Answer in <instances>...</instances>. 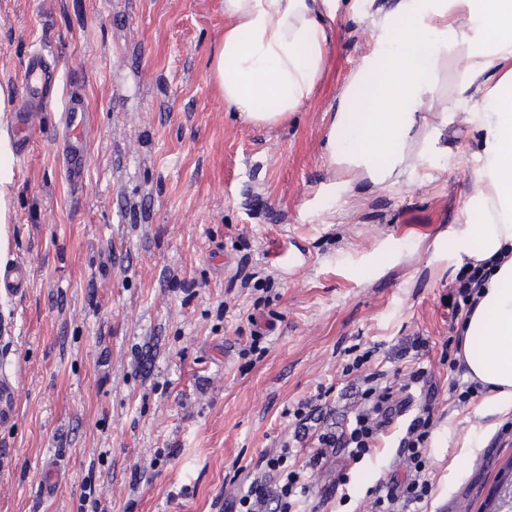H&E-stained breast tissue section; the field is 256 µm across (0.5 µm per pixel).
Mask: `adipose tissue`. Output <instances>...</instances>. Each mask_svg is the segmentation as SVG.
Masks as SVG:
<instances>
[{"label":"adipose tissue","instance_id":"ef3b65f1","mask_svg":"<svg viewBox=\"0 0 512 512\" xmlns=\"http://www.w3.org/2000/svg\"><path fill=\"white\" fill-rule=\"evenodd\" d=\"M316 2L224 0L233 24L213 48L209 68L234 117L275 126L310 97L330 41ZM461 14L471 17L469 29L456 26ZM461 43L468 47L467 73L484 76L488 85L482 102L473 105L468 84L459 82L455 100L469 105V120L484 136L478 177L485 190L469 202L481 223L465 225L453 244L463 251L478 241L482 257L489 258L512 245V69L502 73L496 66L512 57V0H398L353 74L351 90L337 101L327 150L331 163L376 183L391 182L405 165L418 130L439 150L448 113L437 112L428 122L420 107L441 95L448 53ZM366 82L369 107L359 114L352 89ZM14 163V147L0 128V259L7 250ZM463 327L466 375L491 390L488 414L512 413V259L490 277Z\"/></svg>","mask_w":512,"mask_h":512}]
</instances>
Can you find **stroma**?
I'll use <instances>...</instances> for the list:
<instances>
[{
    "instance_id": "stroma-1",
    "label": "stroma",
    "mask_w": 512,
    "mask_h": 512,
    "mask_svg": "<svg viewBox=\"0 0 512 512\" xmlns=\"http://www.w3.org/2000/svg\"><path fill=\"white\" fill-rule=\"evenodd\" d=\"M396 2L322 11L331 42L311 97L257 128L209 78L224 0H0V87L17 90L38 49L58 69L15 163L7 257L28 264L32 286L0 297V377L19 407L0 429V512H222L225 474L278 446L297 401L342 389L357 343L430 337L424 363L447 389L439 345L467 260L448 243L476 221L482 133L466 109L449 113L444 153L415 142L392 186L330 164L326 149L336 100ZM71 90L90 108L76 185L53 137ZM261 268L266 293L245 285ZM255 328L258 361L240 355ZM488 396L439 422L428 512H479L498 487L512 414L489 431ZM54 458L48 497L40 468ZM394 458L388 435L360 464L334 459L311 475L306 512H353ZM344 471L347 505L333 492Z\"/></svg>"
}]
</instances>
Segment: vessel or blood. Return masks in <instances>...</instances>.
<instances>
[{"mask_svg": "<svg viewBox=\"0 0 512 512\" xmlns=\"http://www.w3.org/2000/svg\"><path fill=\"white\" fill-rule=\"evenodd\" d=\"M44 52L33 51L26 62L24 80L17 90L14 111L10 118L11 136L19 157H26L39 113L47 100L44 88L55 80ZM87 101L77 95L64 96L58 107L55 138L61 145L62 162L71 182L82 180L88 167L89 142L85 135ZM31 286L27 264L18 261L0 262V296L15 298L26 294ZM17 410L14 389L9 381H0V426L12 424Z\"/></svg>", "mask_w": 512, "mask_h": 512, "instance_id": "b4317fda", "label": "vessel or blood"}]
</instances>
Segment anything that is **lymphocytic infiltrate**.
I'll return each instance as SVG.
<instances>
[{
	"label": "lymphocytic infiltrate",
	"mask_w": 512,
	"mask_h": 512,
	"mask_svg": "<svg viewBox=\"0 0 512 512\" xmlns=\"http://www.w3.org/2000/svg\"><path fill=\"white\" fill-rule=\"evenodd\" d=\"M465 267L448 292L457 315L473 311L491 276L487 261L470 260ZM429 347V337L408 336L387 352L376 344L349 354L341 364L346 385L338 406L330 405L322 389L292 406L289 434L261 457L255 476L238 487L229 512H300L310 493L311 472L341 454L352 464L361 463L391 430L403 467L377 480L362 512H423L435 493L428 449L441 420L433 375L420 362ZM379 354L385 366L373 365ZM299 446L309 454L297 463L293 456Z\"/></svg>",
	"instance_id": "f902f5d3"
}]
</instances>
